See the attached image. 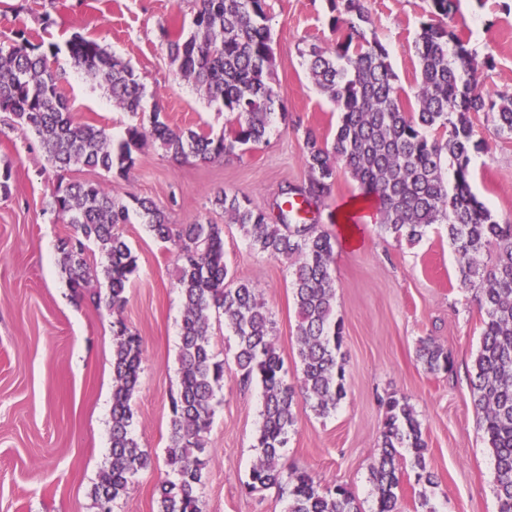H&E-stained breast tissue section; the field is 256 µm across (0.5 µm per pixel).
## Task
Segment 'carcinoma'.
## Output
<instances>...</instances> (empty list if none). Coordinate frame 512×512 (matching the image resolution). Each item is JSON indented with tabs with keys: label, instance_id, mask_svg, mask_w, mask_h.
Instances as JSON below:
<instances>
[{
	"label": "carcinoma",
	"instance_id": "obj_1",
	"mask_svg": "<svg viewBox=\"0 0 512 512\" xmlns=\"http://www.w3.org/2000/svg\"><path fill=\"white\" fill-rule=\"evenodd\" d=\"M328 3L334 47L327 51L310 44L300 55L313 84L340 112L332 142L306 132L302 160L308 178L281 190L275 216L236 193L223 191L213 201L224 210L226 223L237 226L258 253L288 266L298 317L297 384L287 380L273 342V312L261 291L244 279L226 283L222 227L172 224L152 199L131 195L124 202L98 181H60L51 195V207L73 230L57 245L73 299L105 305L113 315L111 448L91 489L97 512H113L114 504L128 496L133 478L150 463L132 434L131 399L142 371V337L120 316L128 302L127 287L139 271L137 256L119 233L132 209L158 239L173 246L183 307L179 388L170 400L166 448L171 475L155 489L157 512H206V435L226 375L225 362L217 359L211 343L214 313L234 336L237 381L243 386L257 381L263 390L258 456L247 488L253 492L288 485V512H361L346 487L324 488L305 471L286 476L280 466L300 411L326 417L346 396L342 325L335 318V237L307 223L295 208L298 199L306 207L322 201L340 167L358 183L361 198L375 204L376 223L385 234L416 244L432 225H446L460 283L476 290L482 314L481 347L470 382L482 439L494 459L499 512H512V224L496 221L470 186V114L486 113L496 135L511 139L512 95L487 100L476 90L493 59L478 61L464 38L448 29L455 0H428L415 40L414 107L406 103L387 48L371 34L374 21L365 0ZM268 9L267 0H200L193 29L169 37L168 55L180 77L208 103L234 115L226 134L173 128L157 105L144 120L146 87L134 68L80 34L67 43L70 57L77 68L103 81L113 105L131 116L123 140L115 144L105 128L74 119L47 65L59 47L34 43L24 30L0 42V113L37 136L52 167H83L108 178L126 176L135 153L149 146L175 160L210 162L237 145H257L266 140L271 117L282 107L274 85ZM448 168L451 182L445 176ZM91 245L99 253L98 264L88 260ZM492 247L496 260L489 267L481 256ZM101 277L107 282L104 294L90 287ZM419 358L430 373H448L453 367L448 351L431 341L421 342ZM383 406L370 481L374 512H396L397 490L407 476L400 449L413 455L415 485L431 487L435 476L427 467V443L414 408L394 396Z\"/></svg>",
	"mask_w": 512,
	"mask_h": 512
}]
</instances>
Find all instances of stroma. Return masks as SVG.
<instances>
[{
	"instance_id": "1",
	"label": "stroma",
	"mask_w": 512,
	"mask_h": 512,
	"mask_svg": "<svg viewBox=\"0 0 512 512\" xmlns=\"http://www.w3.org/2000/svg\"><path fill=\"white\" fill-rule=\"evenodd\" d=\"M275 54V86L284 117L265 143L239 146L203 163L177 162L152 147L138 153L128 178L112 194H135L163 207L171 223L219 224L224 258L234 276L258 285L272 309L274 343L296 381V310L288 270L252 250L236 226L212 205L222 191L270 209L282 188L307 177L304 134L332 141L335 106L309 81L300 51L332 47L327 0H268ZM197 0H0V40L27 30L57 44L48 65L60 79L79 121L105 126L121 140L130 122L107 88L74 67L66 45L73 34L98 40L135 69L146 86V106L160 105L170 126L221 134L227 113L182 80L167 51V33L189 27ZM378 39L389 51L407 95L416 91L414 41L427 0H367ZM449 27L461 30L472 52L494 59L483 70L481 92L512 94V0H456ZM471 190L502 224L512 223V138L496 135L481 113L471 117ZM13 172L11 195L0 199V512H95L90 491L109 456L112 426V314L75 304L57 262V242L70 227L49 201L58 180L98 181L82 170L59 173L38 138L20 126L0 127V168ZM360 189L338 170L324 202L313 211L337 238L334 254L336 316L343 324L346 396L336 411L301 412L284 452L286 471L308 472L321 486L344 485L362 512H372L369 467L384 423L382 402L406 398L420 415L426 462L437 479L428 495L435 512H498L494 460L474 406L470 373L480 343L481 312L474 291L462 288L445 225H433L418 245L362 225L360 243L339 237L333 217ZM139 272L121 316L143 340L140 383L133 395V433L148 451L129 495L113 512H155V486L169 473L170 397L179 386L182 317L171 244L139 217L123 225ZM444 347L451 372L428 373L417 357L420 340ZM262 389L228 379L217 395L207 435L211 463L202 488L207 512H286L288 493L252 492L246 483L257 457Z\"/></svg>"
}]
</instances>
